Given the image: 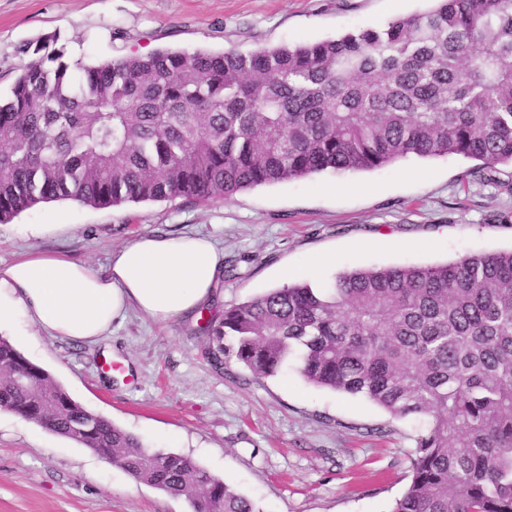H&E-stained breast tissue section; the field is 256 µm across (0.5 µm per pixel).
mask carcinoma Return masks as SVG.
Wrapping results in <instances>:
<instances>
[{
    "instance_id": "cac0c4a2",
    "label": "carcinoma",
    "mask_w": 512,
    "mask_h": 512,
    "mask_svg": "<svg viewBox=\"0 0 512 512\" xmlns=\"http://www.w3.org/2000/svg\"><path fill=\"white\" fill-rule=\"evenodd\" d=\"M0 100V224L41 203L92 208L239 191L313 174L458 155L512 167V0H436L425 14L252 52L159 49L87 65L55 35ZM215 365L257 378L298 361L310 385L419 416L392 512H512V250L431 266L353 268L206 321ZM0 338V408L112 456L190 512H255L191 458L153 451L75 401Z\"/></svg>"
}]
</instances>
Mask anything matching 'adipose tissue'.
<instances>
[{
    "instance_id": "1",
    "label": "adipose tissue",
    "mask_w": 512,
    "mask_h": 512,
    "mask_svg": "<svg viewBox=\"0 0 512 512\" xmlns=\"http://www.w3.org/2000/svg\"><path fill=\"white\" fill-rule=\"evenodd\" d=\"M224 254L198 234H143L113 250L105 269L63 255H27L0 271V327L25 317L51 337L89 344L134 311L159 323L193 315L213 298Z\"/></svg>"
}]
</instances>
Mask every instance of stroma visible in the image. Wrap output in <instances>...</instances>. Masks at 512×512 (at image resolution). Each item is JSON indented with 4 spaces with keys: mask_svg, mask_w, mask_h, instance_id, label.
I'll use <instances>...</instances> for the list:
<instances>
[{
    "mask_svg": "<svg viewBox=\"0 0 512 512\" xmlns=\"http://www.w3.org/2000/svg\"><path fill=\"white\" fill-rule=\"evenodd\" d=\"M428 0H0V96L55 33L96 64L159 48L249 52L375 28ZM458 156L409 157L371 171L317 174L197 203L184 198L91 208L55 201L0 224V269L24 253L62 252L103 267L146 233H199L237 262L202 316L165 324L132 313L90 345L0 329L88 410L150 448L191 457L256 512H391L411 479L420 423L307 384L296 367L255 378L214 366L205 318L286 283L322 285L359 267L434 265L512 249V193L470 179ZM503 214L500 222L492 214ZM44 225L41 235L27 227ZM0 512H190L76 442L0 409Z\"/></svg>",
    "mask_w": 512,
    "mask_h": 512,
    "instance_id": "obj_1",
    "label": "stroma"
}]
</instances>
